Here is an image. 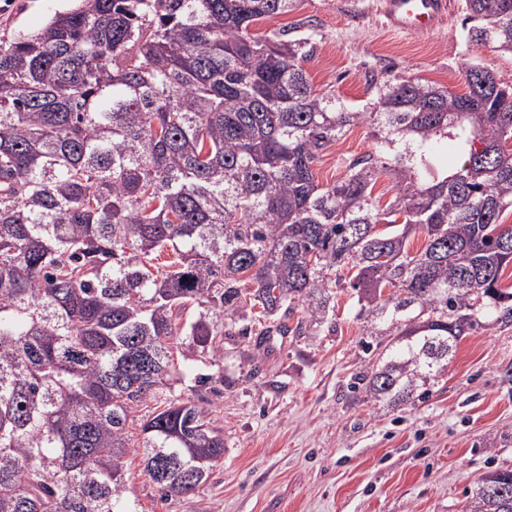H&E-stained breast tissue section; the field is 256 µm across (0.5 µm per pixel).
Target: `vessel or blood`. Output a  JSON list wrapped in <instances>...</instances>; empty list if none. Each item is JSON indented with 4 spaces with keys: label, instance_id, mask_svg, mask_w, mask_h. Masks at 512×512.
I'll use <instances>...</instances> for the list:
<instances>
[{
    "label": "vessel or blood",
    "instance_id": "1",
    "mask_svg": "<svg viewBox=\"0 0 512 512\" xmlns=\"http://www.w3.org/2000/svg\"><path fill=\"white\" fill-rule=\"evenodd\" d=\"M448 0H380L384 26L408 37L428 35L448 18Z\"/></svg>",
    "mask_w": 512,
    "mask_h": 512
}]
</instances>
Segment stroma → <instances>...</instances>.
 I'll return each mask as SVG.
<instances>
[{"label":"stroma","mask_w":512,"mask_h":512,"mask_svg":"<svg viewBox=\"0 0 512 512\" xmlns=\"http://www.w3.org/2000/svg\"><path fill=\"white\" fill-rule=\"evenodd\" d=\"M71 6L0 0V40L34 34ZM465 17L464 0H451L442 29L410 40L383 26L376 0H300L251 31L311 35L314 52L303 67L314 87L360 110L372 101L374 77L412 76L462 94L471 62L512 85V54L467 43ZM373 146L368 126L351 127L315 164V180L336 183ZM358 310L341 292L318 335L263 343L234 331L220 338L223 357L196 348L177 357L162 395L208 409L224 434V463L194 495L164 499L141 455L129 453V496L140 512H459L477 476L512 467V326L460 338L429 396L394 407L355 387L374 365Z\"/></svg>","instance_id":"35a3bbf8"}]
</instances>
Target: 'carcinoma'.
I'll return each mask as SVG.
<instances>
[{
    "label": "carcinoma",
    "instance_id": "1",
    "mask_svg": "<svg viewBox=\"0 0 512 512\" xmlns=\"http://www.w3.org/2000/svg\"><path fill=\"white\" fill-rule=\"evenodd\" d=\"M296 2L79 0L0 42V512H139L132 451L161 495L193 494L224 463L207 410L165 403L136 447L127 423L180 337L223 356L215 320L253 322L247 297L260 335L312 336L351 290L383 337L364 392L391 406L428 394L466 333L512 326V87L469 63L464 95L373 79L353 111L310 83L311 39L252 34ZM465 10L467 42L512 53V0ZM358 124L374 150L319 184ZM450 140L465 159L441 178ZM465 512H512V469L480 474Z\"/></svg>",
    "mask_w": 512,
    "mask_h": 512
}]
</instances>
